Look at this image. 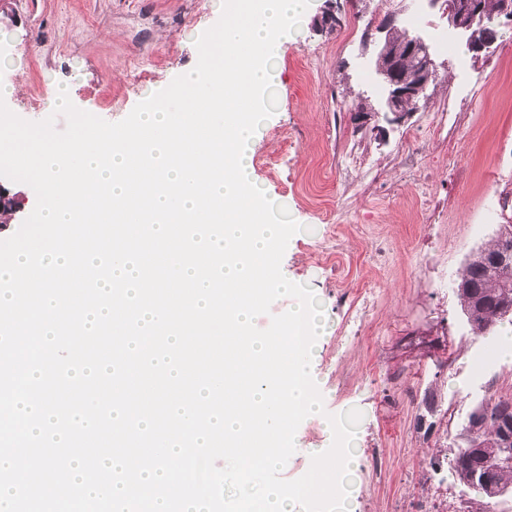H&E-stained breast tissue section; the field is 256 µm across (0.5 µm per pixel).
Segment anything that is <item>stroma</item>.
Instances as JSON below:
<instances>
[{"mask_svg":"<svg viewBox=\"0 0 512 512\" xmlns=\"http://www.w3.org/2000/svg\"><path fill=\"white\" fill-rule=\"evenodd\" d=\"M311 0L274 60L277 110L258 128L254 178L301 230L281 271L308 285L324 318L311 371L328 413L360 410L352 512H424L437 485L467 499L446 465L470 412L512 395V326L475 335L456 295L470 255L512 223V23L480 56L435 0H364L331 35ZM396 13L430 47L439 78L401 123L384 107L368 23ZM216 0H0V86L19 117L50 114L56 87L79 109L124 119L195 67ZM375 300L363 308L365 289Z\"/></svg>","mask_w":512,"mask_h":512,"instance_id":"35a3bbf8","label":"stroma"}]
</instances>
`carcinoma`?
Wrapping results in <instances>:
<instances>
[{
  "label": "carcinoma",
  "mask_w": 512,
  "mask_h": 512,
  "mask_svg": "<svg viewBox=\"0 0 512 512\" xmlns=\"http://www.w3.org/2000/svg\"><path fill=\"white\" fill-rule=\"evenodd\" d=\"M502 0H480V11L473 27L464 32L465 51H470L469 40H482L487 31L495 29L501 19ZM512 245V224H501L493 242L475 251L467 261L456 290L461 311L478 336H489L494 328L504 322L512 323V315L504 318L495 314L494 306L512 307V266L498 267L490 258L501 243ZM504 398H490L481 404L488 414L485 428L472 434L476 444L473 457L449 460L453 480L472 490L473 501L481 505L477 512H495L506 496H512V466L501 463L502 448L499 431L494 420L495 411ZM492 474V482L481 483L484 473Z\"/></svg>",
  "instance_id": "cac0c4a2"
}]
</instances>
